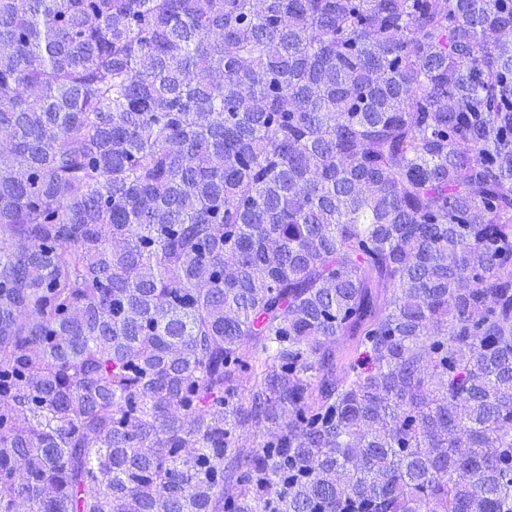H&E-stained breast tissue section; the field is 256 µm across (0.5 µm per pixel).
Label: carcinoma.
<instances>
[{"mask_svg":"<svg viewBox=\"0 0 512 512\" xmlns=\"http://www.w3.org/2000/svg\"><path fill=\"white\" fill-rule=\"evenodd\" d=\"M511 31L0 0V512H512Z\"/></svg>","mask_w":512,"mask_h":512,"instance_id":"obj_1","label":"carcinoma"}]
</instances>
